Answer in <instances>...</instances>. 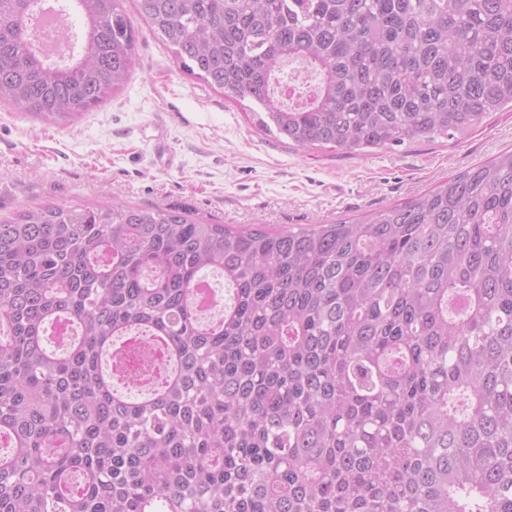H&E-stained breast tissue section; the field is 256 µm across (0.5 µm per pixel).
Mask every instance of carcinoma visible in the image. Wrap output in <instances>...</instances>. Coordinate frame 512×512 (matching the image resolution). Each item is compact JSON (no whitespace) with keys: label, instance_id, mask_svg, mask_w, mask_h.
I'll return each instance as SVG.
<instances>
[{"label":"carcinoma","instance_id":"obj_1","mask_svg":"<svg viewBox=\"0 0 512 512\" xmlns=\"http://www.w3.org/2000/svg\"><path fill=\"white\" fill-rule=\"evenodd\" d=\"M0 0V103L67 123L130 79L122 0L34 50ZM188 74L299 147L458 138L512 105V0H135ZM320 82L288 105L290 60ZM209 272L231 297L209 320ZM66 320L62 350L43 337ZM141 331L131 399L103 369ZM0 512H512V152L361 223L270 232L47 206L0 224Z\"/></svg>","mask_w":512,"mask_h":512}]
</instances>
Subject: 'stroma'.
<instances>
[{
	"mask_svg": "<svg viewBox=\"0 0 512 512\" xmlns=\"http://www.w3.org/2000/svg\"><path fill=\"white\" fill-rule=\"evenodd\" d=\"M123 6L138 38L121 91L68 124L0 105V221L31 207L116 202L241 228L330 224L512 151L510 107L458 140L361 154L296 146L180 70L132 0Z\"/></svg>",
	"mask_w": 512,
	"mask_h": 512,
	"instance_id": "obj_1",
	"label": "stroma"
}]
</instances>
